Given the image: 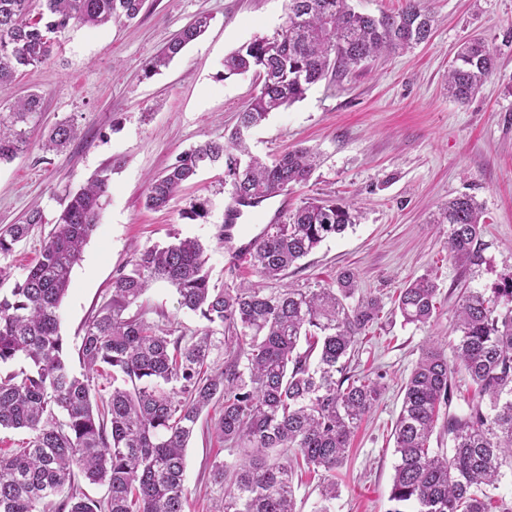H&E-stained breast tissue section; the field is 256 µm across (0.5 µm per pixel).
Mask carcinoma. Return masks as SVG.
<instances>
[{"mask_svg": "<svg viewBox=\"0 0 512 512\" xmlns=\"http://www.w3.org/2000/svg\"><path fill=\"white\" fill-rule=\"evenodd\" d=\"M32 3L0 0V93L21 69L46 62L69 29L133 20L145 0H41L37 12ZM209 23L200 15L181 28L145 74L168 66ZM432 23L425 0H405L400 12L379 17L350 0H288L285 28L224 58L226 75L253 72L260 79L238 125L150 177L145 206L167 207L200 168L217 164L240 203L306 183L317 166L314 149L297 147L266 162L250 152L248 132L329 72L343 74L426 41ZM496 67L482 38L465 42L445 78L448 98L468 103ZM41 117L37 93L0 112V164L29 149ZM77 136L75 124L61 120L42 148L61 152ZM108 191L103 170L72 195L36 263L6 289L9 259L43 217L35 208L25 223L0 227V428L30 434L26 447L0 453V512H186V448L199 428L240 449L231 461L209 463L218 492L211 512H296L293 477L302 469L322 473L315 512H332L336 470L385 387L384 374L349 364L381 304L372 296L348 303L357 287L349 271L316 290L270 291L266 284L356 224L358 210L308 198L285 212L250 244L256 281L234 289L210 285L206 249L196 239L136 250L131 269L113 279L111 295L84 326L76 373L58 311ZM435 223L449 226L452 259L483 262L481 207L473 196L448 201ZM156 282L172 286L179 308L205 321L197 334L174 336L146 317L140 300ZM437 291L428 275L409 282L394 302L403 321H433ZM454 318L453 359L441 342L426 343L403 387L390 512H512V502L481 491L512 472V272L492 288L464 291ZM221 349L227 358L215 367L210 358ZM460 373L475 394L464 413L446 418L449 448L435 450L431 439L441 409L459 391ZM216 401L219 416L202 418ZM78 473L105 494L78 491Z\"/></svg>", "mask_w": 512, "mask_h": 512, "instance_id": "carcinoma-1", "label": "carcinoma"}]
</instances>
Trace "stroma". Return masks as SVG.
<instances>
[{
  "label": "stroma",
  "instance_id": "stroma-1",
  "mask_svg": "<svg viewBox=\"0 0 512 512\" xmlns=\"http://www.w3.org/2000/svg\"><path fill=\"white\" fill-rule=\"evenodd\" d=\"M436 17L428 41L345 74L327 75L303 99L271 113L249 138L252 152L270 160L297 146L320 154L308 183L290 187L289 207L311 198H344L358 223L326 239L288 269L284 284L323 288L352 270L358 292L377 297L378 320L360 337L353 363L385 373V389L356 431L348 459L336 475L334 512H390L396 456L392 433L402 385L428 340L453 341L454 308L465 288H489L512 271V0H426ZM201 13L211 25L167 68L146 76L145 63ZM286 0H146L137 19L104 27H74L62 34L47 62L21 70L10 95L42 97L43 118L30 132L29 150L0 166V226L20 224L40 209L41 224L11 259L13 280H23L68 197L96 172L111 168L101 221L75 265L60 306V333L77 348L91 313L110 295L113 279L130 268L137 247L198 239L207 249L210 281L235 288L251 276L234 251L248 243L250 225L238 224L219 240L230 189L215 165L161 210L145 207L148 180L196 145L236 124L259 89L254 74L224 73V58L243 43L280 30ZM482 37L498 67L465 105L449 99L444 77L459 44ZM79 137L63 152L41 144L62 119ZM470 194L486 221L485 261L466 266L448 255V227L434 223L440 206ZM205 196L206 218L184 212ZM428 275L438 287V316L424 326L404 323L394 310L399 291ZM150 320L192 336L204 322L177 306V295L156 283L145 297ZM234 450L195 434L186 452L187 512H209L212 490L204 468Z\"/></svg>",
  "mask_w": 512,
  "mask_h": 512
}]
</instances>
